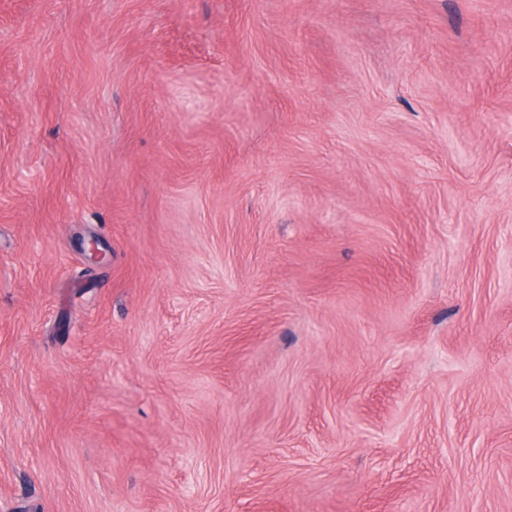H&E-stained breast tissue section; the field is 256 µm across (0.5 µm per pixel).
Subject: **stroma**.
<instances>
[{
    "label": "stroma",
    "instance_id": "35a3bbf8",
    "mask_svg": "<svg viewBox=\"0 0 512 512\" xmlns=\"http://www.w3.org/2000/svg\"><path fill=\"white\" fill-rule=\"evenodd\" d=\"M0 512H512V0H0Z\"/></svg>",
    "mask_w": 512,
    "mask_h": 512
}]
</instances>
